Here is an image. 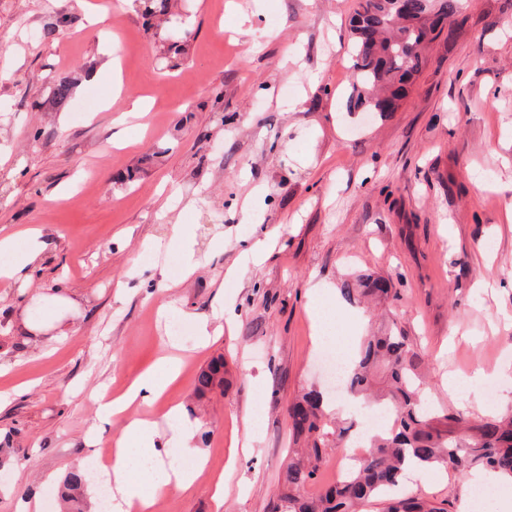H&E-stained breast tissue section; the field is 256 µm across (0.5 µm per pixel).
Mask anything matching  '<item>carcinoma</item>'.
Masks as SVG:
<instances>
[{"instance_id":"1","label":"carcinoma","mask_w":512,"mask_h":512,"mask_svg":"<svg viewBox=\"0 0 512 512\" xmlns=\"http://www.w3.org/2000/svg\"><path fill=\"white\" fill-rule=\"evenodd\" d=\"M462 0H358L349 19L353 41L355 83L349 111L377 107L384 115L397 111L406 99L424 61L423 51L443 31L453 38ZM168 0H139L144 19L164 15ZM73 83L55 80L49 102L57 110L73 101ZM392 289L379 279L346 282L341 293L349 302L363 297L386 300ZM224 384V357L212 359L197 376L195 393L202 398ZM427 383L406 336L386 328L365 337L354 363L346 371L343 389L354 399L393 409V425L371 433L350 475L309 493L331 453L348 441L353 426L338 427L327 417L323 393L311 390L289 409L293 437L303 440L290 457L281 482L275 512H360L366 503L388 502L386 512H445L437 504L414 496L400 497V482L409 459L423 469L447 467L462 475L472 471L497 473L512 483V410L481 421L458 411L426 410ZM89 485L82 468L69 470L58 490L68 512H84Z\"/></svg>"}]
</instances>
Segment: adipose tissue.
<instances>
[{
	"instance_id": "adipose-tissue-1",
	"label": "adipose tissue",
	"mask_w": 512,
	"mask_h": 512,
	"mask_svg": "<svg viewBox=\"0 0 512 512\" xmlns=\"http://www.w3.org/2000/svg\"><path fill=\"white\" fill-rule=\"evenodd\" d=\"M43 251L35 233L22 240L13 234L0 237V254L9 257L8 262L0 264V278L10 279L22 271L35 272ZM180 371L179 361L161 358L136 375L122 394L112 396L104 388L96 393L95 430L112 424L122 427V434L115 442L111 468L106 472L114 485L112 512H130L134 507L139 512H155L159 500L174 490H190L196 480V469L161 463L162 450L166 447L179 449L185 456L194 457L199 453L193 443L192 430L179 422V408L170 409L168 417L174 425L165 436L155 423L128 412L132 404L148 406L158 400Z\"/></svg>"
}]
</instances>
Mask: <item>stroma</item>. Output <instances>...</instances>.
<instances>
[{
    "instance_id": "stroma-1",
    "label": "stroma",
    "mask_w": 512,
    "mask_h": 512,
    "mask_svg": "<svg viewBox=\"0 0 512 512\" xmlns=\"http://www.w3.org/2000/svg\"><path fill=\"white\" fill-rule=\"evenodd\" d=\"M355 5L174 0L150 31L119 0H0V233L36 228L47 243L38 277L0 280V512H58L63 475L114 436L89 432L96 391L121 392L165 353L185 311L233 320L207 346L181 338L186 364L146 410L165 433L180 405L203 457L193 489L156 512H271L294 445L288 408L323 387L317 288L344 354L393 322L433 405L474 419L512 407V0H464L455 42L428 46L399 111L370 119L347 109ZM65 76L76 99H101L82 120L37 107ZM130 96L149 110L128 128L116 119ZM174 224L194 231L192 273L168 271L183 262L166 245ZM266 230L263 259H246ZM359 274L399 300L348 303L340 288ZM29 321L55 348L26 340ZM218 355L224 391L197 405L195 379ZM479 365L493 375L478 400L449 396V373ZM470 485L439 468L409 488L462 512Z\"/></svg>"
}]
</instances>
